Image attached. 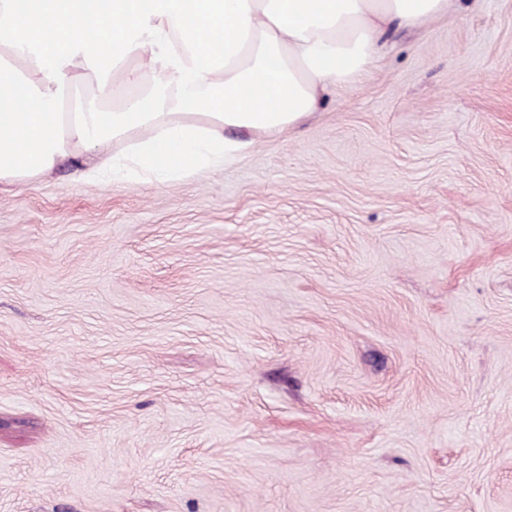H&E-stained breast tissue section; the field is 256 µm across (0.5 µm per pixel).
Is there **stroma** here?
Returning a JSON list of instances; mask_svg holds the SVG:
<instances>
[{
  "mask_svg": "<svg viewBox=\"0 0 512 512\" xmlns=\"http://www.w3.org/2000/svg\"><path fill=\"white\" fill-rule=\"evenodd\" d=\"M0 512H512V0L224 167L0 188Z\"/></svg>",
  "mask_w": 512,
  "mask_h": 512,
  "instance_id": "35a3bbf8",
  "label": "stroma"
}]
</instances>
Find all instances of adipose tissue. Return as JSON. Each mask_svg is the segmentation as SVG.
Masks as SVG:
<instances>
[{"mask_svg": "<svg viewBox=\"0 0 512 512\" xmlns=\"http://www.w3.org/2000/svg\"><path fill=\"white\" fill-rule=\"evenodd\" d=\"M448 0H0V185L179 183L275 135Z\"/></svg>", "mask_w": 512, "mask_h": 512, "instance_id": "adipose-tissue-1", "label": "adipose tissue"}]
</instances>
